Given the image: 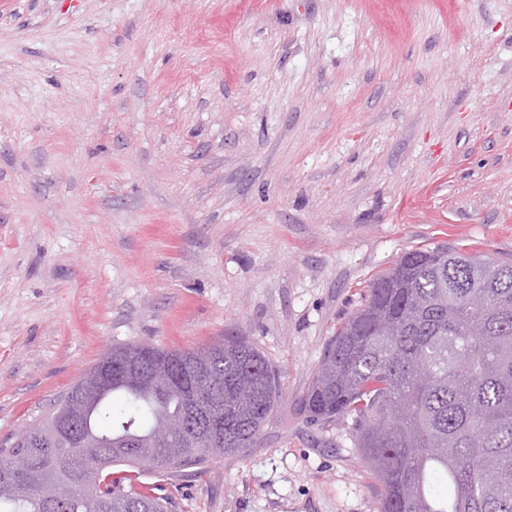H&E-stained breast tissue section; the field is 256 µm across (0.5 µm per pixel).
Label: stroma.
<instances>
[{
    "instance_id": "obj_1",
    "label": "stroma",
    "mask_w": 512,
    "mask_h": 512,
    "mask_svg": "<svg viewBox=\"0 0 512 512\" xmlns=\"http://www.w3.org/2000/svg\"><path fill=\"white\" fill-rule=\"evenodd\" d=\"M442 244L512 262V0H0V446L112 347L243 336L282 398L171 512H379L300 399Z\"/></svg>"
}]
</instances>
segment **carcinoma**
Wrapping results in <instances>:
<instances>
[{
	"instance_id": "1",
	"label": "carcinoma",
	"mask_w": 512,
	"mask_h": 512,
	"mask_svg": "<svg viewBox=\"0 0 512 512\" xmlns=\"http://www.w3.org/2000/svg\"><path fill=\"white\" fill-rule=\"evenodd\" d=\"M224 389V450L253 447L281 397L276 369L249 340H224L213 362ZM116 392L129 409L104 415ZM194 383L160 391L112 379L87 410L82 429L102 443L148 437L153 422L188 413ZM310 417L352 420L364 461L378 484L380 512H512V263L463 247H419L372 279L367 294L336 330L303 395ZM48 419L24 427L0 448V477H20L22 494L0 490L6 512H44L37 478L54 465L18 449ZM214 454L163 444L139 458L115 456L92 482L70 470L58 512H169L165 498L134 485L150 466L201 473Z\"/></svg>"
}]
</instances>
